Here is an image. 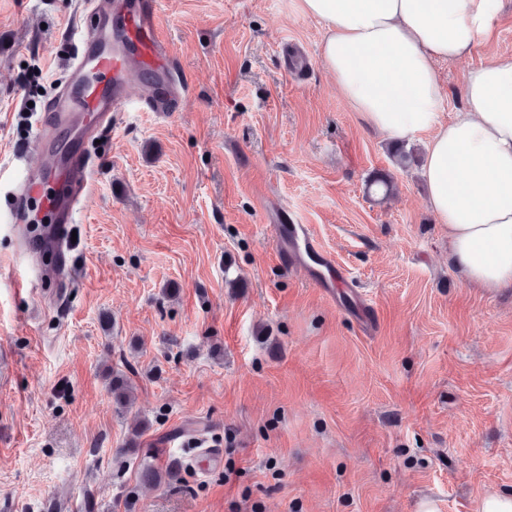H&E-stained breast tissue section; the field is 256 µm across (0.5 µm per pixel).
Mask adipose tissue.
<instances>
[{"label":"adipose tissue","instance_id":"obj_1","mask_svg":"<svg viewBox=\"0 0 512 512\" xmlns=\"http://www.w3.org/2000/svg\"><path fill=\"white\" fill-rule=\"evenodd\" d=\"M504 0H297L324 22L321 60L341 96L393 141L426 137L427 204L454 265L474 287L512 288V55L471 69L441 120L436 63L494 34Z\"/></svg>","mask_w":512,"mask_h":512}]
</instances>
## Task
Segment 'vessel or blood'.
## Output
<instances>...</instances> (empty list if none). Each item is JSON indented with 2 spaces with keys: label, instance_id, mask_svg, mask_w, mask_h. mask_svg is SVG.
Returning a JSON list of instances; mask_svg holds the SVG:
<instances>
[{
  "label": "vessel or blood",
  "instance_id": "vessel-or-blood-1",
  "mask_svg": "<svg viewBox=\"0 0 512 512\" xmlns=\"http://www.w3.org/2000/svg\"><path fill=\"white\" fill-rule=\"evenodd\" d=\"M158 5L159 0H136L131 10L119 14L113 12L112 0H83V17L74 25L83 50L72 60L68 83L51 108L50 127L42 128L30 145L31 151L46 155L44 171L26 173L22 182L29 196L41 197L46 217L73 223L89 192L95 162L76 146L86 130L85 117L111 126L113 112L133 103V77L151 82L169 68L168 48L159 33ZM178 98V93L164 89L136 103L151 112H172ZM54 127L66 130L68 141H49ZM273 230L281 258L313 264L318 287L328 288L336 281L349 284L347 271L301 225L277 224Z\"/></svg>",
  "mask_w": 512,
  "mask_h": 512
}]
</instances>
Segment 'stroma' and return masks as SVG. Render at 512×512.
Listing matches in <instances>:
<instances>
[{"mask_svg":"<svg viewBox=\"0 0 512 512\" xmlns=\"http://www.w3.org/2000/svg\"><path fill=\"white\" fill-rule=\"evenodd\" d=\"M81 0H0V212L22 209L17 156L67 77ZM190 87L180 111L124 110L84 142L99 160L63 287L23 224L0 223V512H124L132 431L178 481L136 512H473L512 493V288L465 285L427 205L425 142L407 168L336 89L323 22L296 0H160ZM512 54V0L491 43L437 64L463 78ZM390 176L387 199L368 180ZM308 225L372 307L278 257ZM239 278L229 287L226 276ZM133 391L124 412L108 373ZM204 424L200 439L173 434ZM208 448L223 463L204 470Z\"/></svg>","mask_w":512,"mask_h":512,"instance_id":"obj_1","label":"stroma"}]
</instances>
